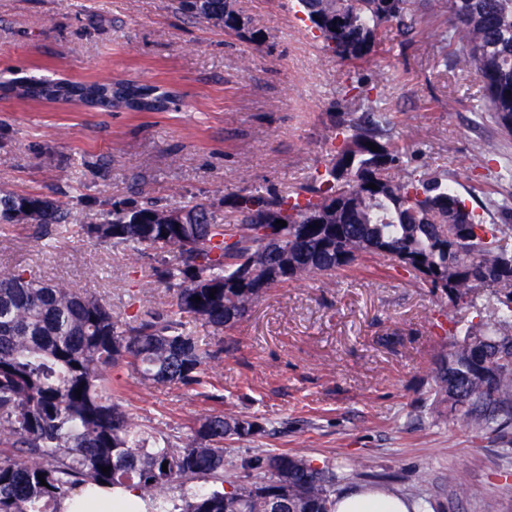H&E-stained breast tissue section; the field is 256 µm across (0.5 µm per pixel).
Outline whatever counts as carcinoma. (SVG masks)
<instances>
[{
	"instance_id": "obj_1",
	"label": "carcinoma",
	"mask_w": 512,
	"mask_h": 512,
	"mask_svg": "<svg viewBox=\"0 0 512 512\" xmlns=\"http://www.w3.org/2000/svg\"><path fill=\"white\" fill-rule=\"evenodd\" d=\"M437 2L450 15L449 45L459 47L443 50L442 60L476 67L490 112L511 136L512 0ZM297 6L322 49L352 65L376 51L381 27L410 36L417 24L412 0ZM172 8L243 32L235 0H172ZM0 87L20 99H77L105 110L162 111L173 98L132 80L29 79ZM343 102L354 110L333 122L318 184L235 194L224 199L231 214L224 224L211 222L202 201L175 207L184 220L176 226L159 223L170 207L131 200L112 205L99 224L80 225L70 204L0 193V224L18 223L15 213L27 204L47 241L77 225L116 248L169 252L174 262H162L156 275L175 286L169 309L123 323L94 295L19 269L0 273V512H64L65 500L108 486L137 490L145 512H335L336 472L298 451L254 453L241 460L238 479L224 482V439L253 437L256 421L218 412L182 437L147 431L115 397L110 372L123 365L141 383L200 385L223 348L186 325L222 336L271 289L328 279L373 256L391 258L459 312L448 349L431 365V405L473 438L512 427V292L499 290L493 277L512 271V207L503 204L501 223H486L448 174L403 167L404 145L361 82L344 87Z\"/></svg>"
}]
</instances>
